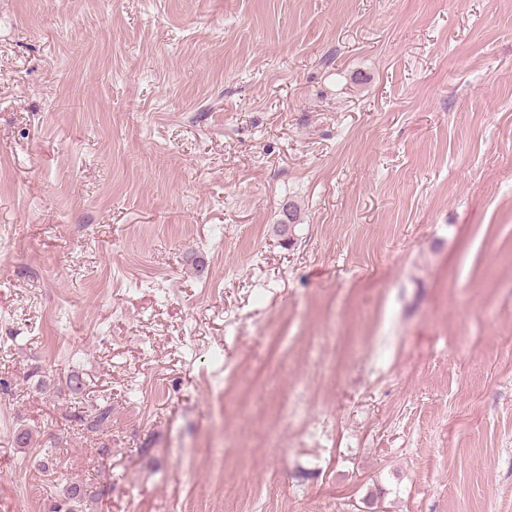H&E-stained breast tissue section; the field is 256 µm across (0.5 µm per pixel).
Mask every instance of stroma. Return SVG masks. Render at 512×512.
Instances as JSON below:
<instances>
[{"label":"stroma","mask_w":512,"mask_h":512,"mask_svg":"<svg viewBox=\"0 0 512 512\" xmlns=\"http://www.w3.org/2000/svg\"><path fill=\"white\" fill-rule=\"evenodd\" d=\"M0 380V512H512V0H0ZM93 491L86 487L71 484L69 485L62 498L53 501L48 508L49 512H84L88 500L94 499Z\"/></svg>","instance_id":"35a3bbf8"}]
</instances>
